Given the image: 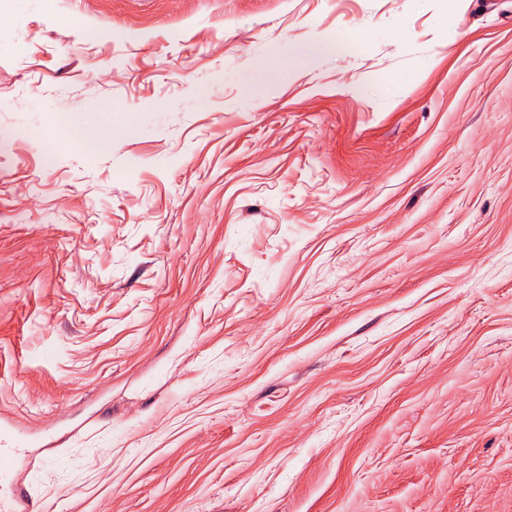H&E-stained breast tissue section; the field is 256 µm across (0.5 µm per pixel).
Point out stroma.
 <instances>
[{
	"mask_svg": "<svg viewBox=\"0 0 512 512\" xmlns=\"http://www.w3.org/2000/svg\"><path fill=\"white\" fill-rule=\"evenodd\" d=\"M1 446L41 512H512V0H0Z\"/></svg>",
	"mask_w": 512,
	"mask_h": 512,
	"instance_id": "stroma-1",
	"label": "stroma"
}]
</instances>
